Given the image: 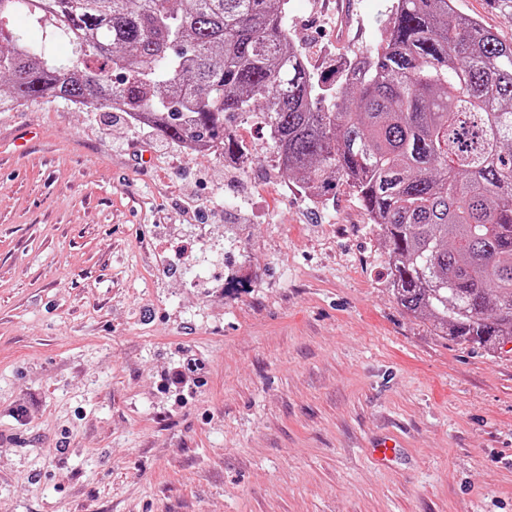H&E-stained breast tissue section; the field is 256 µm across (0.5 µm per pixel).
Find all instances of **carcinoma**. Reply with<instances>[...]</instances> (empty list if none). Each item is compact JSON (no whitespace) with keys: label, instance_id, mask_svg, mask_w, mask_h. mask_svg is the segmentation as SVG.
<instances>
[{"label":"carcinoma","instance_id":"obj_1","mask_svg":"<svg viewBox=\"0 0 512 512\" xmlns=\"http://www.w3.org/2000/svg\"><path fill=\"white\" fill-rule=\"evenodd\" d=\"M288 0H0V99L149 113L178 144L238 152L232 123L267 119L279 169L324 198L333 170L377 225L409 314L451 340L512 342V41L453 0H396L375 50L316 79ZM28 16L70 55L9 27ZM334 101L325 111L322 103Z\"/></svg>","mask_w":512,"mask_h":512}]
</instances>
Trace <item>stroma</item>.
<instances>
[{
    "instance_id": "stroma-1",
    "label": "stroma",
    "mask_w": 512,
    "mask_h": 512,
    "mask_svg": "<svg viewBox=\"0 0 512 512\" xmlns=\"http://www.w3.org/2000/svg\"><path fill=\"white\" fill-rule=\"evenodd\" d=\"M392 2L340 41L288 0V31L326 76ZM246 132L240 170L106 107L0 112V512H512V343L406 313L353 190L311 200ZM401 449V441L392 435H388L371 448L372 457L381 464H389L398 456Z\"/></svg>"
}]
</instances>
